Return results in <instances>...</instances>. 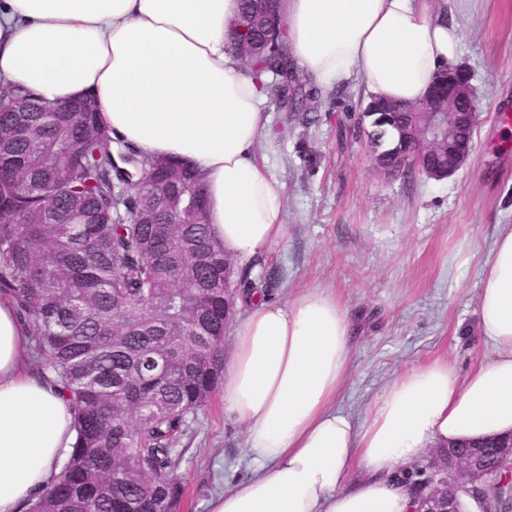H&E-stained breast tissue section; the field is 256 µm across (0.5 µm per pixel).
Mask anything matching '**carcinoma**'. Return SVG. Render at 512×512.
<instances>
[{
  "instance_id": "1",
  "label": "carcinoma",
  "mask_w": 512,
  "mask_h": 512,
  "mask_svg": "<svg viewBox=\"0 0 512 512\" xmlns=\"http://www.w3.org/2000/svg\"><path fill=\"white\" fill-rule=\"evenodd\" d=\"M252 49L234 30L226 51L281 111L314 122L318 91L286 96L270 82L280 65L267 49L265 9L240 0ZM0 102L20 112L0 117V295L14 303L39 379L66 396L76 442L50 487L25 512H178L177 447L224 375V274L235 298L266 296L179 197L156 223H138L132 173L112 153L97 109L55 112L38 94L13 85ZM414 106L371 98L357 128L382 166L405 147L394 128ZM119 158L149 180L156 158L127 145ZM165 404V410L152 411Z\"/></svg>"
}]
</instances>
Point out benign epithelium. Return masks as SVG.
Masks as SVG:
<instances>
[{
	"instance_id": "benign-epithelium-1",
	"label": "benign epithelium",
	"mask_w": 512,
	"mask_h": 512,
	"mask_svg": "<svg viewBox=\"0 0 512 512\" xmlns=\"http://www.w3.org/2000/svg\"><path fill=\"white\" fill-rule=\"evenodd\" d=\"M474 93L468 72L458 66L448 70L445 99L432 97L419 108L420 118L397 130L398 138L417 147L424 143L456 144L448 165L443 170L426 168L422 174L440 180L460 169L468 160L472 144L471 135L477 113L472 111ZM156 186L163 190L189 196L194 211L205 208L204 188H190L182 183V171L178 166L166 164L164 174L157 179ZM140 210L141 224L155 223V215L164 194L152 192ZM491 460L485 454L471 450L467 453L444 454L437 450L427 459V465L437 474L421 491L416 512H457L456 498L461 490L476 497L490 480V470L512 467V437L498 439L488 444Z\"/></svg>"
}]
</instances>
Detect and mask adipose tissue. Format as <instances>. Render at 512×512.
Returning a JSON list of instances; mask_svg holds the SVG:
<instances>
[{"label":"adipose tissue","mask_w":512,"mask_h":512,"mask_svg":"<svg viewBox=\"0 0 512 512\" xmlns=\"http://www.w3.org/2000/svg\"><path fill=\"white\" fill-rule=\"evenodd\" d=\"M240 0H0V82L52 103L86 95L115 137L198 170L212 238L245 261L283 238V192L255 153L264 96L225 52ZM288 47L329 85L417 103L453 65L461 29L430 0H281ZM479 327L494 354L458 377L436 359L406 370L364 423L336 406L351 375L346 307L313 288L253 301L234 330L224 412L246 428L249 475L208 512H411L400 472L448 443L512 434V226L482 269ZM0 296V512L45 489L76 441L72 411L31 371Z\"/></svg>","instance_id":"adipose-tissue-1"}]
</instances>
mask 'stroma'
<instances>
[{"instance_id":"stroma-1","label":"stroma","mask_w":512,"mask_h":512,"mask_svg":"<svg viewBox=\"0 0 512 512\" xmlns=\"http://www.w3.org/2000/svg\"><path fill=\"white\" fill-rule=\"evenodd\" d=\"M458 22V63L472 76L479 112L472 153L448 178L374 168L349 120L368 98L358 75L318 88L308 126L262 106L269 134L256 153L283 187L286 233L245 266L253 279H273V301L325 288L347 306L351 378L336 405L359 424L405 369L445 358L463 375L493 355L478 299L492 240L512 225V136L501 121L512 114V0H467ZM245 438L221 397L197 412L179 440V512H207L225 482L246 477Z\"/></svg>"}]
</instances>
